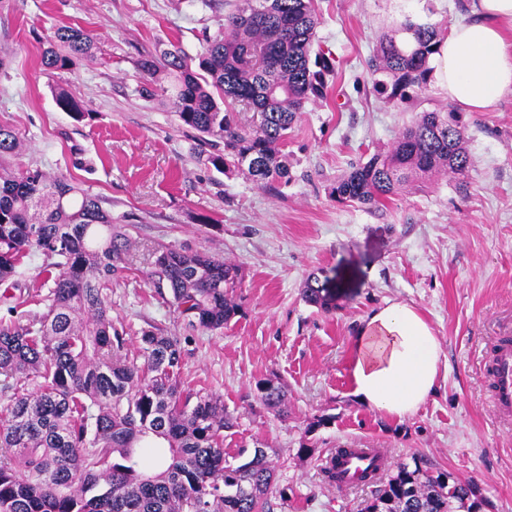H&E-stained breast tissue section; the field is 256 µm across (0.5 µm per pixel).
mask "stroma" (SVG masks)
Returning <instances> with one entry per match:
<instances>
[{
	"label": "stroma",
	"mask_w": 512,
	"mask_h": 512,
	"mask_svg": "<svg viewBox=\"0 0 512 512\" xmlns=\"http://www.w3.org/2000/svg\"><path fill=\"white\" fill-rule=\"evenodd\" d=\"M242 0H0V126L23 141L21 164L64 176L100 199L134 246L108 292L112 322L132 357L143 331L177 337L183 387L219 396L238 425L224 450L264 444L285 498L274 512H360L373 490L325 481L330 449L383 448L391 463H419L477 484L486 512H512V423L490 405L491 342L512 331V93L468 112V187L441 177L368 208L330 194L352 164L391 148L415 113L377 98L367 63L379 36L404 15L454 25L459 0H317L316 41L336 60L325 100L307 104L283 152L293 175L274 194L247 172L207 163L211 137L180 126L161 96L141 90L147 54L179 45L200 53ZM92 32L93 55L50 74L41 56L56 29ZM64 86L87 111L57 108ZM216 254L235 265V316L218 332L188 328L168 289L148 278L153 252ZM40 257L26 259L9 312H35L47 294ZM317 277L330 310L308 304ZM388 303L414 306L445 358L436 390L404 420L351 394V339ZM287 393V416L256 383ZM256 389L260 393L262 402L275 413L284 416L288 413L285 406V392L281 386L276 385L271 380H260L256 384Z\"/></svg>",
	"instance_id": "obj_1"
}]
</instances>
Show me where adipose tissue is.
Segmentation results:
<instances>
[{"label":"adipose tissue","mask_w":512,"mask_h":512,"mask_svg":"<svg viewBox=\"0 0 512 512\" xmlns=\"http://www.w3.org/2000/svg\"><path fill=\"white\" fill-rule=\"evenodd\" d=\"M467 17L453 25L432 55V75L467 112L494 107L512 92V0H465ZM352 395L402 420L432 394L443 357L423 317L405 304L376 309L352 338Z\"/></svg>","instance_id":"ef3b65f1"}]
</instances>
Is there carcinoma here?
Instances as JSON below:
<instances>
[{
  "instance_id": "cac0c4a2",
  "label": "carcinoma",
  "mask_w": 512,
  "mask_h": 512,
  "mask_svg": "<svg viewBox=\"0 0 512 512\" xmlns=\"http://www.w3.org/2000/svg\"><path fill=\"white\" fill-rule=\"evenodd\" d=\"M319 24L314 0H245L199 55L172 44L139 67L184 126L224 142L207 158L215 170L244 168L258 186L277 191L290 181L281 154L289 130L306 104L325 98L335 71L333 53L315 46ZM446 34L407 15L380 35L369 59L374 91L394 104L426 97L429 59ZM94 49L89 33L61 26L42 65L61 72ZM54 100L75 120L85 118L65 88L54 89ZM238 105L256 121L243 123ZM466 143L467 123L453 105L422 110L389 150L338 177L330 195L372 207L437 175L464 190L473 165ZM19 151L18 135L0 126V160ZM130 248L99 198L73 181L28 167L0 173V285L36 253L52 282L43 310L27 323L0 322V512H273L284 490L266 449L226 457L224 432L236 417L219 398L182 390L178 339L147 330L143 363L126 352L105 290ZM151 276L192 328L220 331L236 314L227 285L237 269L220 256L158 250ZM303 296L331 308L330 291L314 276ZM256 389L267 408L285 415L282 387L266 379ZM377 471L361 476L376 486L361 512H483L486 505L474 483H450L446 472L401 464L382 484Z\"/></svg>"
}]
</instances>
